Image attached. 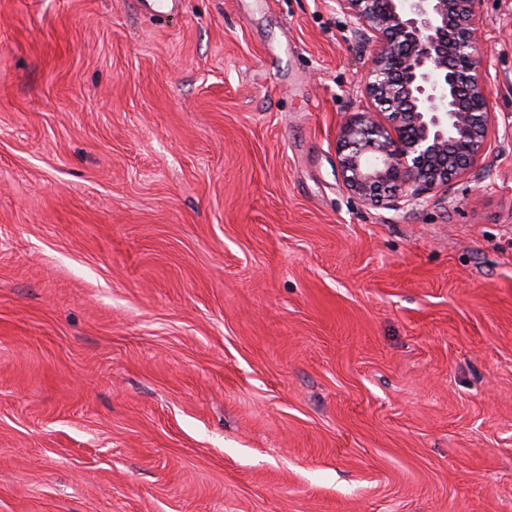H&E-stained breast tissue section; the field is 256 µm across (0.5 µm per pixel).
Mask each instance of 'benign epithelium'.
<instances>
[{"label": "benign epithelium", "mask_w": 512, "mask_h": 512, "mask_svg": "<svg viewBox=\"0 0 512 512\" xmlns=\"http://www.w3.org/2000/svg\"><path fill=\"white\" fill-rule=\"evenodd\" d=\"M479 0H336L370 46L360 93L371 106L340 128V176L362 202L415 205L448 189L488 149L493 123Z\"/></svg>", "instance_id": "benign-epithelium-1"}]
</instances>
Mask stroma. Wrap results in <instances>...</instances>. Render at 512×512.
<instances>
[{"label": "stroma", "mask_w": 512, "mask_h": 512, "mask_svg": "<svg viewBox=\"0 0 512 512\" xmlns=\"http://www.w3.org/2000/svg\"><path fill=\"white\" fill-rule=\"evenodd\" d=\"M495 123L394 210L337 169L334 0H0V512H512V0Z\"/></svg>", "instance_id": "stroma-1"}]
</instances>
